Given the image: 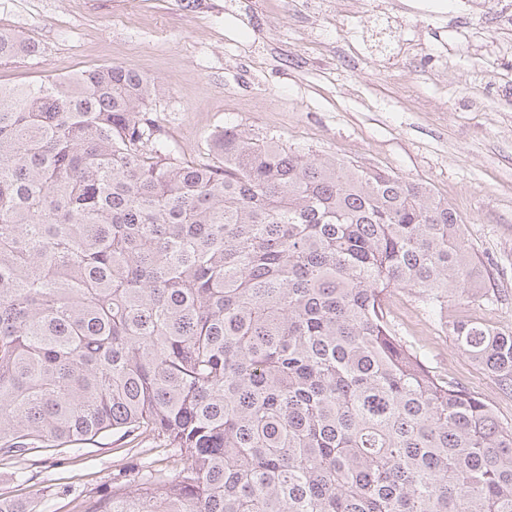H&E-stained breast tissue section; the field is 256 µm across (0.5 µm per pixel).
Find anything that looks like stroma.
<instances>
[{
    "label": "stroma",
    "mask_w": 512,
    "mask_h": 512,
    "mask_svg": "<svg viewBox=\"0 0 512 512\" xmlns=\"http://www.w3.org/2000/svg\"><path fill=\"white\" fill-rule=\"evenodd\" d=\"M512 0H0V30L40 54L0 63V85L101 66L160 87L151 118L175 156L200 160L230 125L426 186L458 216L489 290L437 312L390 298L400 336L436 373L512 426V394L456 346L469 316L512 330ZM174 472L165 448L106 433L0 461V496L31 512H78L131 465Z\"/></svg>",
    "instance_id": "1"
}]
</instances>
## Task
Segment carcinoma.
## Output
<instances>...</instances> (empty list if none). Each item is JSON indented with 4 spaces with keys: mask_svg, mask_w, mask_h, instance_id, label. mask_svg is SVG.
Listing matches in <instances>:
<instances>
[{
    "mask_svg": "<svg viewBox=\"0 0 512 512\" xmlns=\"http://www.w3.org/2000/svg\"><path fill=\"white\" fill-rule=\"evenodd\" d=\"M40 47L0 32V62ZM121 66L0 86V456L172 448L79 512H512V426L398 333L483 293L422 185L234 126L171 155ZM457 347L512 391V331Z\"/></svg>",
    "mask_w": 512,
    "mask_h": 512,
    "instance_id": "obj_1",
    "label": "carcinoma"
}]
</instances>
